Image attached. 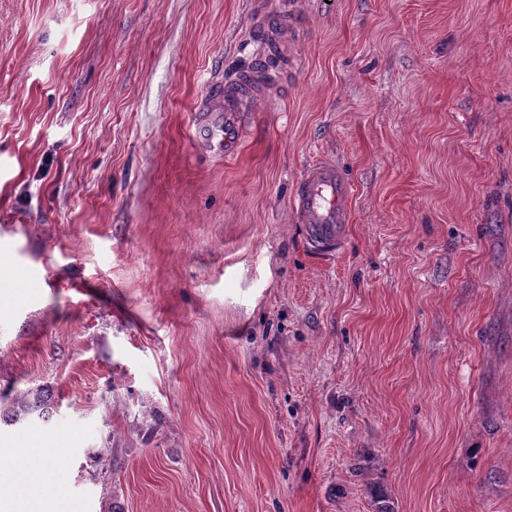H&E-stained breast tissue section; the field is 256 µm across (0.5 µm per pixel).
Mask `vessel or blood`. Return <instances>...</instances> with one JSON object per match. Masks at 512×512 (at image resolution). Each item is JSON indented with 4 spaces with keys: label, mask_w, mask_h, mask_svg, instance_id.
<instances>
[{
    "label": "vessel or blood",
    "mask_w": 512,
    "mask_h": 512,
    "mask_svg": "<svg viewBox=\"0 0 512 512\" xmlns=\"http://www.w3.org/2000/svg\"><path fill=\"white\" fill-rule=\"evenodd\" d=\"M273 72L263 66L245 70L221 87L219 111L206 113L197 136L212 153L231 159L243 143V117L253 103L265 96ZM350 185L335 164L320 161L303 171L292 197L291 210L313 252L332 256L346 241Z\"/></svg>",
    "instance_id": "obj_1"
}]
</instances>
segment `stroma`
Returning <instances> with one entry per match:
<instances>
[{
	"mask_svg": "<svg viewBox=\"0 0 512 512\" xmlns=\"http://www.w3.org/2000/svg\"><path fill=\"white\" fill-rule=\"evenodd\" d=\"M0 0V423L58 512H512V0ZM328 159L344 249L289 202ZM272 77L271 69L257 65L220 86V111L206 112L197 128V137L209 152L224 155V159L239 154L244 112H252L253 103L265 96ZM48 401V395L45 394V391L41 389L28 390L16 395L10 405L3 408V410L0 407V420L13 425L37 411H40L39 415H43L45 412H48L49 415Z\"/></svg>",
	"mask_w": 512,
	"mask_h": 512,
	"instance_id": "1",
	"label": "stroma"
}]
</instances>
